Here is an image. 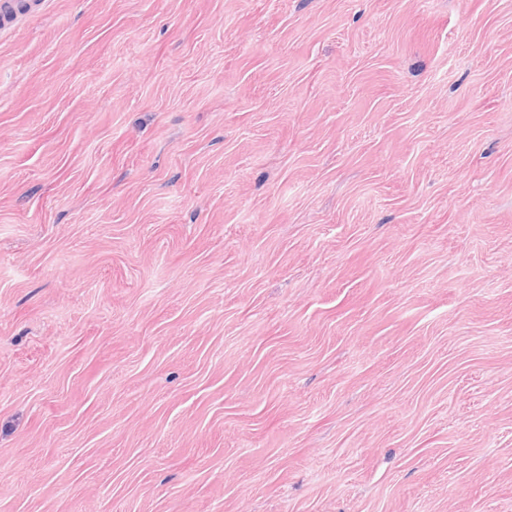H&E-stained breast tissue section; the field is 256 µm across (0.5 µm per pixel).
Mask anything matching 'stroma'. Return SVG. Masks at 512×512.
<instances>
[{
  "label": "stroma",
  "mask_w": 512,
  "mask_h": 512,
  "mask_svg": "<svg viewBox=\"0 0 512 512\" xmlns=\"http://www.w3.org/2000/svg\"><path fill=\"white\" fill-rule=\"evenodd\" d=\"M0 512H512V0L0 33Z\"/></svg>",
  "instance_id": "1"
}]
</instances>
